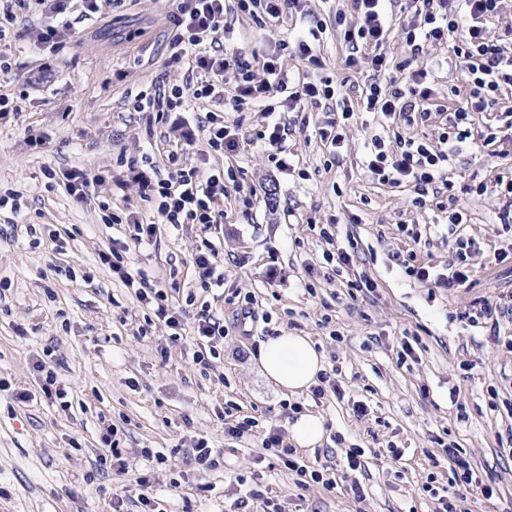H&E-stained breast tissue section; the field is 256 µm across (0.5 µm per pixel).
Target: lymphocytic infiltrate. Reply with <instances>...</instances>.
<instances>
[{"label": "lymphocytic infiltrate", "mask_w": 512, "mask_h": 512, "mask_svg": "<svg viewBox=\"0 0 512 512\" xmlns=\"http://www.w3.org/2000/svg\"><path fill=\"white\" fill-rule=\"evenodd\" d=\"M72 0H0V40L6 36L7 24L13 23L17 11L35 8L48 15L50 22L38 36L43 44L61 46L69 35ZM352 14L337 12L336 24L350 53L344 63L347 68L367 61L371 78L356 94H349L344 84L332 79L312 78V71L322 66L319 56L321 27L315 26L296 33L292 46L278 44L273 52L255 44L242 48L229 43L224 22L225 13L240 11L257 19L260 26L279 22L290 10L299 9L300 0H177L170 17L174 34L171 39V63L191 58L200 82L188 88H174L156 98L139 93L135 109L155 108L158 114L185 110L188 100L208 99L216 108L207 112L200 123L207 133L210 151L234 155L246 146L261 145L275 167H292L287 160L286 141L291 134L286 113L300 111L311 102L325 105L330 117L319 128L318 136L328 149L331 159H338L345 143V127L355 112L372 114L378 123L391 126L398 122L429 120L438 115L440 122L434 138L396 137L394 143L378 135L371 136L364 159L369 177L391 188L414 192L417 206L435 202L448 219V233L453 237L454 260L447 272L433 267L406 266L407 276L437 288L454 289L470 279L469 264L474 242L462 234L468 215L461 201L468 195L492 193L512 208V176L498 175L493 183L453 182L447 171L459 157L471 155L476 142L496 147L498 151L512 149V107L500 115L498 126L488 127L481 137H474L472 122L476 113L512 94V51L494 39L490 22L504 17L507 0H352ZM401 24L410 55L403 62L391 64L383 46L394 24ZM445 47L447 65L461 75L459 85L450 87L454 104L448 109L431 111L436 94L430 84L429 71L420 67L418 59L425 46ZM292 51L301 69L291 74L284 69L281 56ZM262 59L261 72H254L251 59ZM232 86V95H225V86ZM262 104V120L257 129L243 132L230 115L242 111L244 104ZM149 154L140 161L130 162L124 173L112 179L116 189L136 184L144 201L152 203V222L121 221L109 213L108 202H101L107 224H122V238L114 239L108 249L97 254L101 264L110 268L113 276L134 289L139 302L152 311L158 324L163 325L172 339H179L182 316L170 305L167 293L132 262L127 254L152 243L159 225L179 228L186 224L200 227L202 233L224 220L219 204L229 192L221 169L202 171L200 166L175 162L167 176L146 169ZM202 293L198 303L196 345L209 346L224 336V324L211 311L208 296L224 285V266L219 261V248L206 241L203 249L192 256ZM260 430L261 446L271 451L284 468L291 471L298 485L317 484L325 490L337 485L336 470L315 468L296 457L283 444V431L272 426L260 428L256 418L247 417L236 425L225 427V434L239 438L245 432Z\"/></svg>", "instance_id": "f902f5d3"}]
</instances>
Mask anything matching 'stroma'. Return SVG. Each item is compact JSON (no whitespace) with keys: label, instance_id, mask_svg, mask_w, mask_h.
I'll list each match as a JSON object with an SVG mask.
<instances>
[{"label":"stroma","instance_id":"35a3bbf8","mask_svg":"<svg viewBox=\"0 0 512 512\" xmlns=\"http://www.w3.org/2000/svg\"><path fill=\"white\" fill-rule=\"evenodd\" d=\"M99 5L56 53L38 42L44 20L36 13H20L0 41V55L11 64L0 96L14 104L0 114V191L22 193L36 228L32 236L16 231L0 216V379L38 390L34 364L45 359L72 403L65 411L55 399L21 403L0 392V512H106L117 486L128 512H138L142 477L166 494L167 512H233L251 490L277 500L284 512H437V499L419 489L449 484L447 463L434 466L427 458L441 441L455 443L495 489L489 499L460 493L457 512H512V230L501 219V201L490 194L464 201L470 222L463 233L479 251L466 287L418 282L401 261L445 269L452 259L446 218L416 207L412 192L366 175L370 115L354 116L332 163L314 135L324 110L309 105L294 113L287 145L308 169L306 181L274 168L259 149L209 153L198 128L214 108L209 100L190 102L180 132L171 119L133 107L139 92L196 80L194 72L166 65L172 0ZM302 8L277 27L276 38L322 24L325 75L364 83L367 64L345 69L347 50L336 28L337 12H351V0H304ZM46 63L51 73H43ZM33 136L42 145L31 146ZM146 149L160 174L177 154L208 170L234 169L240 185L222 204L226 286L252 295L261 320L241 323L236 301L215 298L212 309L228 334L217 356L202 364L193 360L197 311L185 304L197 288V226H160L156 242L132 255L184 312L180 340L160 325L143 337L145 308L97 258L115 227L103 224L97 203H75L65 189L66 173L82 169L103 177L101 189L109 191L118 158L137 160ZM244 193L251 207H243ZM334 215L342 219L337 244L353 263L329 282L316 228ZM413 230L421 243L410 238ZM69 266L75 277L64 275ZM362 275L376 281L374 293L355 290ZM479 301L504 307L499 330L464 319ZM270 329L310 337L326 368L335 369L338 395L297 397L326 430L322 443L302 455L313 465H334L344 449H365L364 468L352 474L363 500L342 482L330 492L301 487L259 438L225 434V424L245 416L288 424V395L265 380L256 362ZM333 329L339 339H331ZM405 340L413 354L403 361ZM359 403L365 415L356 414ZM110 428L120 447L162 452L165 463L139 457L124 475L98 465ZM201 439L216 461L206 470L191 459ZM391 446L402 451L395 464L387 457Z\"/></svg>","mask_w":512,"mask_h":512}]
</instances>
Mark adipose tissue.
Returning <instances> with one entry per match:
<instances>
[{
	"mask_svg": "<svg viewBox=\"0 0 512 512\" xmlns=\"http://www.w3.org/2000/svg\"><path fill=\"white\" fill-rule=\"evenodd\" d=\"M257 363L266 378L280 391L296 395L318 384L325 363L310 337L280 332L260 347Z\"/></svg>",
	"mask_w": 512,
	"mask_h": 512,
	"instance_id": "adipose-tissue-1",
	"label": "adipose tissue"
}]
</instances>
